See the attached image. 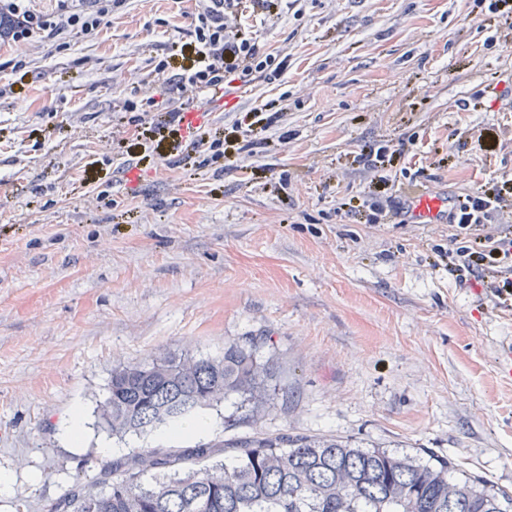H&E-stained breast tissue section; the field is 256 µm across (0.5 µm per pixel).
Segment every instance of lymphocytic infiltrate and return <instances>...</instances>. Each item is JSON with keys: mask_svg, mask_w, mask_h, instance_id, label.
<instances>
[{"mask_svg": "<svg viewBox=\"0 0 512 512\" xmlns=\"http://www.w3.org/2000/svg\"><path fill=\"white\" fill-rule=\"evenodd\" d=\"M123 0H91L90 7L62 5L44 15L31 10L27 0H0V38L20 43L32 37L54 42L69 34L95 31L102 19ZM236 0H203L195 18L194 38L182 44L180 62L169 81L168 97L147 106L158 109L155 129L174 124L179 107L196 93L223 89L228 77L249 83L268 62L258 42L231 31L225 21ZM505 186H482L457 198L448 210L449 275L459 286L480 283L489 290L499 308L512 311V224L495 223L504 207Z\"/></svg>", "mask_w": 512, "mask_h": 512, "instance_id": "1", "label": "lymphocytic infiltrate"}]
</instances>
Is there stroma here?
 I'll list each match as a JSON object with an SVG mask.
<instances>
[{
	"label": "stroma",
	"instance_id": "obj_1",
	"mask_svg": "<svg viewBox=\"0 0 512 512\" xmlns=\"http://www.w3.org/2000/svg\"><path fill=\"white\" fill-rule=\"evenodd\" d=\"M198 6L124 0L91 33L0 43V512H49L101 445L155 446L99 423L113 367L251 334L279 365L264 416L229 399L169 446L333 434L512 493V313L435 265L447 224H367L349 205L378 174L400 199L512 180V8L244 0L271 66L196 100L208 131L258 111L264 130L229 161L185 144L161 159L126 106L163 98ZM378 144L404 151L372 170Z\"/></svg>",
	"mask_w": 512,
	"mask_h": 512
}]
</instances>
